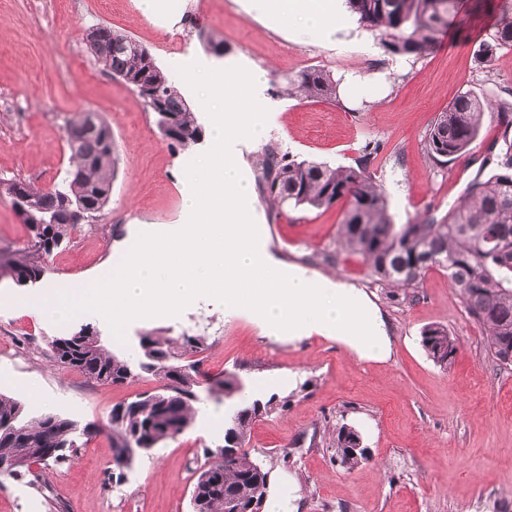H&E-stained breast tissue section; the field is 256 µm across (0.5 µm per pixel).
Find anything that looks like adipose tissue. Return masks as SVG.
Returning <instances> with one entry per match:
<instances>
[{"mask_svg":"<svg viewBox=\"0 0 512 512\" xmlns=\"http://www.w3.org/2000/svg\"><path fill=\"white\" fill-rule=\"evenodd\" d=\"M255 12L293 23L298 37L335 42L346 19L343 0H251Z\"/></svg>","mask_w":512,"mask_h":512,"instance_id":"adipose-tissue-1","label":"adipose tissue"}]
</instances>
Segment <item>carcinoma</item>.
I'll use <instances>...</instances> for the list:
<instances>
[{"mask_svg": "<svg viewBox=\"0 0 512 512\" xmlns=\"http://www.w3.org/2000/svg\"><path fill=\"white\" fill-rule=\"evenodd\" d=\"M347 5L359 24L379 37L385 53L415 60L439 46L448 19L458 9L457 0H347ZM101 30L92 52L96 62L112 76L126 77V84L134 90L138 82L146 86L147 93L137 96L147 111L160 101L163 112L156 123L164 119L175 129L171 146L184 149L199 143L203 127L152 53L144 46L117 49L114 43L130 36L105 26ZM511 47L512 12L505 11L483 43L479 59L488 62L496 50ZM336 88L330 72L306 68L284 78L279 92L291 96L301 91L310 98L331 100L336 98ZM487 112L499 128V137L486 157L490 171L474 179L464 203L442 217L428 215L414 224H393L386 197L369 172L379 152L373 142L364 146L354 167L297 161L267 144L256 161L257 189L263 200L280 207L327 210L344 204L340 245L361 255L373 281L381 285L415 288L433 268L448 272L468 316L484 328L489 353L499 366L508 368L512 366V101L504 99L493 107L467 92L460 94L427 129L424 149L437 167H445L470 149ZM110 132L101 120L97 130L67 139L76 168L48 189L21 178L0 179L3 193L11 196L20 190L29 199L25 224L30 230L14 252L0 250V279L25 286L43 278L49 271L47 257L52 247H42L37 239L45 235L53 247L60 246L77 228L67 220L72 204L101 208L108 203L116 170ZM421 343L435 364L451 366L457 343L447 329H424ZM139 348L133 361L111 353L98 339L97 330L88 325L51 342L52 358L60 366L98 383H131L146 375L161 380L155 391L112 407L107 428L114 472L131 470L141 452L186 431L193 423L196 388L203 383L197 355L207 349L204 337L186 331L172 336L168 329H152L139 337ZM241 390V381L232 372L208 382L210 393L226 399ZM287 406L286 400L277 405L271 399L256 400L225 421L224 429L232 430L244 446L256 419ZM89 435V427L80 430L75 422L57 414L29 419L20 400L0 394V460L57 448L53 461L61 464L77 455L79 439ZM359 441L358 431L346 424L336 426L334 447L340 466L351 470L366 460L363 451L355 450ZM268 475L269 469L248 452L226 458L224 449H216L211 461L195 471L199 512H225L228 497L252 503L256 512H263Z\"/></svg>", "mask_w": 512, "mask_h": 512, "instance_id": "cac0c4a2", "label": "carcinoma"}]
</instances>
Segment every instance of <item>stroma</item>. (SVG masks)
<instances>
[{"label":"stroma","mask_w":512,"mask_h":512,"mask_svg":"<svg viewBox=\"0 0 512 512\" xmlns=\"http://www.w3.org/2000/svg\"><path fill=\"white\" fill-rule=\"evenodd\" d=\"M146 18L139 0H0V178L20 177L46 188L70 167L65 123L79 112L100 114L112 130L118 168L107 207L82 224L48 258L37 289L80 290L110 273L147 224L185 220L187 164L208 141L182 150L162 136L154 113L125 83L102 69L84 32L96 25L129 35L149 48L167 72L200 61L225 69L248 63L263 71L265 106L276 123L264 142L242 144L254 169L263 144L294 159L351 166L366 142L379 145L370 167L393 223L442 216L465 197L469 182L499 132L485 117L479 138L463 156L437 168L426 156L429 125L467 92L499 102L512 87V49L479 63V45L506 0H465L439 47L409 61L387 55L356 17L335 44L306 41L283 23L256 14L250 0H165ZM224 41L229 53L205 49L198 32ZM330 71L337 97H287L276 87L307 68ZM270 230L268 245L291 265L341 277L361 288L385 319L392 338L383 361L362 360L313 334L276 341L249 316L201 302L177 317L135 320L117 340L95 324L103 345L126 353L144 331L169 329L204 336L202 372H233L243 383L231 399L198 387L191 428L138 459L124 482L109 480L112 446L105 425L113 405L156 390L144 377L102 385L51 360L50 343L91 316L60 324L21 303L0 307V393L23 400L29 415L59 414L98 434L66 464H35L67 512H192L193 474L207 450L224 443L215 412H233L269 397L290 400L287 411L258 418L248 450L271 470V496L283 512H512V369L500 368L482 328L467 315L443 271H429L413 296L374 284L361 256L339 249L341 206L278 208L256 199ZM457 341L452 365L441 368L421 345L429 326ZM35 397H27V390ZM355 427L369 455L348 470L335 461L339 424ZM0 512H49L29 476H0Z\"/></svg>","instance_id":"35a3bbf8"}]
</instances>
